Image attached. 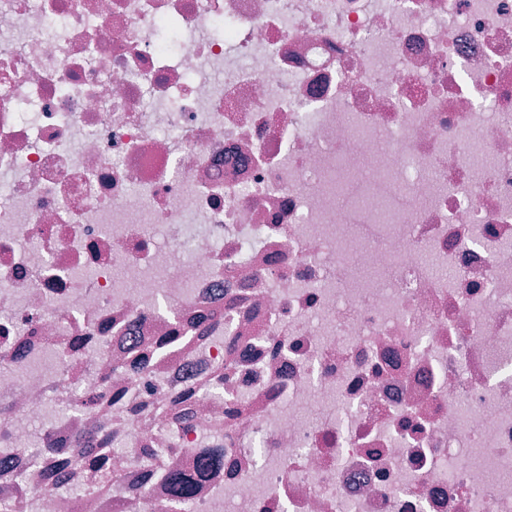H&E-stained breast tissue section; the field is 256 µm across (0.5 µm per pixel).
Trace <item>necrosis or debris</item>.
Wrapping results in <instances>:
<instances>
[{"label":"necrosis or debris","instance_id":"4bbe7bcc","mask_svg":"<svg viewBox=\"0 0 512 512\" xmlns=\"http://www.w3.org/2000/svg\"><path fill=\"white\" fill-rule=\"evenodd\" d=\"M173 471L512 512V0H0V500Z\"/></svg>","mask_w":512,"mask_h":512}]
</instances>
